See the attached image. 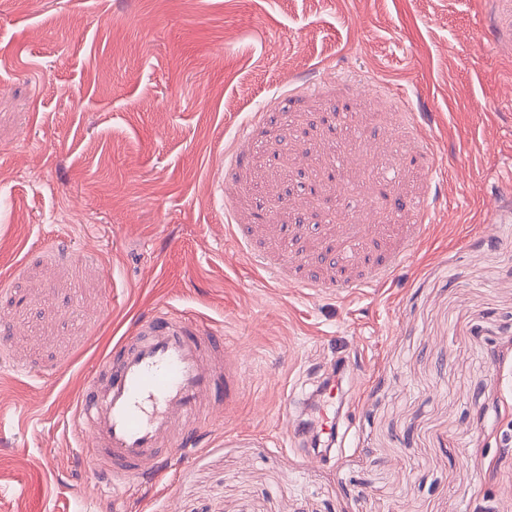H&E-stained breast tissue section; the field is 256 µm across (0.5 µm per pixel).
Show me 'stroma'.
Masks as SVG:
<instances>
[{
    "mask_svg": "<svg viewBox=\"0 0 512 512\" xmlns=\"http://www.w3.org/2000/svg\"><path fill=\"white\" fill-rule=\"evenodd\" d=\"M393 167L425 215L384 205ZM510 169L496 0H0V512H512ZM354 242L405 260L375 288L321 264ZM161 305L223 330L243 388L101 498L71 416ZM339 361L324 464L281 408Z\"/></svg>",
    "mask_w": 512,
    "mask_h": 512,
    "instance_id": "35a3bbf8",
    "label": "stroma"
}]
</instances>
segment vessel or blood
Wrapping results in <instances>:
<instances>
[{"label": "vessel or blood", "mask_w": 512, "mask_h": 512, "mask_svg": "<svg viewBox=\"0 0 512 512\" xmlns=\"http://www.w3.org/2000/svg\"><path fill=\"white\" fill-rule=\"evenodd\" d=\"M241 382L222 332L158 308L92 366L74 414L80 451L110 474L112 498L135 480L156 485L202 428L223 420Z\"/></svg>", "instance_id": "1"}]
</instances>
